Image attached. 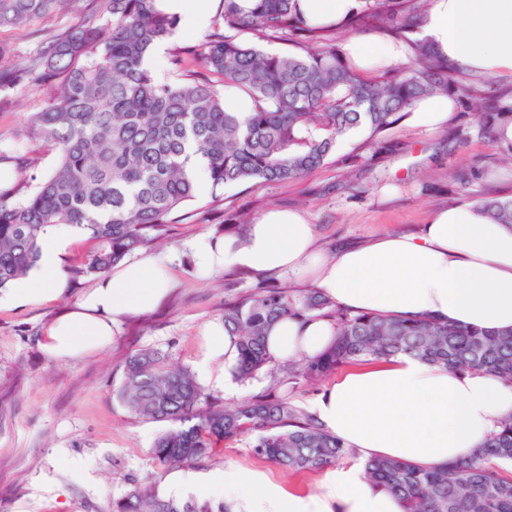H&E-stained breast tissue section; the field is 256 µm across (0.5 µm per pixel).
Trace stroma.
Returning <instances> with one entry per match:
<instances>
[{"instance_id":"obj_1","label":"stroma","mask_w":512,"mask_h":512,"mask_svg":"<svg viewBox=\"0 0 512 512\" xmlns=\"http://www.w3.org/2000/svg\"><path fill=\"white\" fill-rule=\"evenodd\" d=\"M87 0L25 27L0 29L12 49L9 65L23 67L40 36L80 23ZM49 90L28 87L0 101V183L40 177L55 167L56 148L27 133L28 117L48 103ZM387 151L358 131L341 142L324 165L299 179L253 181L225 187L222 205L211 193L187 203L184 220L168 224L156 252L172 255L174 288L155 309L123 319L112 345L78 359L49 357L40 342L44 327L93 288V277L74 278L94 249L76 235L60 262L64 290L53 299L0 306V512H112L131 480L157 470L151 448L161 422L131 414L113 393L127 358L150 348L169 361L195 369L207 322L223 318L224 305L262 288H278L297 299L306 286L282 275L220 273L198 277L183 256L185 245L204 233L223 234L225 225L247 228L272 208L299 209L316 227L326 253L389 231L418 232L431 214L460 202L512 198V165L499 146L478 132L472 110L455 104L447 122L431 131L409 117L384 133ZM337 379L295 384L257 374L242 384L243 396L270 390L301 408ZM249 437L220 443L217 454L194 465L201 474L225 467L260 471L288 488L315 485L320 472H294L254 457Z\"/></svg>"}]
</instances>
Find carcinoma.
<instances>
[{
    "label": "carcinoma",
    "mask_w": 512,
    "mask_h": 512,
    "mask_svg": "<svg viewBox=\"0 0 512 512\" xmlns=\"http://www.w3.org/2000/svg\"><path fill=\"white\" fill-rule=\"evenodd\" d=\"M64 0H0V28L19 27L58 11ZM77 27L45 42L17 69L0 66V93L20 85L56 86L53 97L29 118L28 132L59 152L54 171L31 187L0 185V288L25 277L38 263L43 236L74 227L95 242L85 276L102 277L151 242L186 202L197 195L192 169L205 165L212 189L252 180L298 179L320 167L339 141L363 129L376 137L416 102L453 92L459 71L425 41L411 40L399 72L368 76L336 56V29L312 26L297 0H256L245 12L223 0V27L259 40L286 38L302 55L264 51L216 34L195 57L203 82L155 81L144 67L157 42L172 35L176 19L156 0H94ZM350 17L358 29L404 37L421 27L419 0H359ZM233 87L254 105L247 115L224 108ZM480 131L506 145L512 106L472 91ZM499 224L512 226V200L483 204ZM328 317L333 343L299 363H274L266 351L268 329L284 317ZM224 329L238 349L233 369L247 381L265 370L312 384L347 363L410 354L461 372L486 370L512 382V330L490 333L431 316L352 314L333 307L316 290L297 301L278 288L263 289L224 305ZM117 397L135 415L167 422L155 441L161 465L196 464L220 442L252 435L250 448L285 470H321L350 451L312 414L270 391L232 404L210 400L194 375L153 349L126 361ZM366 476L395 495L403 512H512V417L469 460L431 469L374 457ZM112 512H233L225 505L178 504L159 494L157 477L131 481Z\"/></svg>",
    "instance_id": "cac0c4a2"
}]
</instances>
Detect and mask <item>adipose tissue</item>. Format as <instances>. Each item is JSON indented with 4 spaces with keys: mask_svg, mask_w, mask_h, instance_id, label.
<instances>
[{
    "mask_svg": "<svg viewBox=\"0 0 512 512\" xmlns=\"http://www.w3.org/2000/svg\"><path fill=\"white\" fill-rule=\"evenodd\" d=\"M158 2L179 16L183 31L200 33L209 27L217 0ZM356 8L357 0L297 2L313 26L338 24ZM420 37L463 73L512 82V0H430ZM343 48L366 71L405 65L410 56L408 43L382 36L352 35ZM72 235L65 225L48 232L36 267L12 302L60 293V259ZM187 256L203 278L229 271L291 274L352 312L429 315L490 332L512 329V226L494 223L471 202L437 210L420 233H385L330 255L318 248L315 227L303 212L275 208L244 234L198 236ZM170 264V256L149 253L113 269L44 328L43 350L72 359L108 348L122 318L153 309L170 293ZM334 332L325 318L282 319L269 330L267 352L278 361L313 357L332 343ZM201 336L200 377L212 388L237 393L233 337L218 321ZM313 411L352 451L315 487L289 489L262 473L227 467L205 476L172 474L168 493L194 487L224 498L237 512H403L395 494L364 478L363 462L387 457L429 468L469 459L512 415V382L490 371L463 374L399 354L344 373L314 401Z\"/></svg>",
    "mask_w": 512,
    "mask_h": 512,
    "instance_id": "obj_1",
    "label": "adipose tissue"
}]
</instances>
